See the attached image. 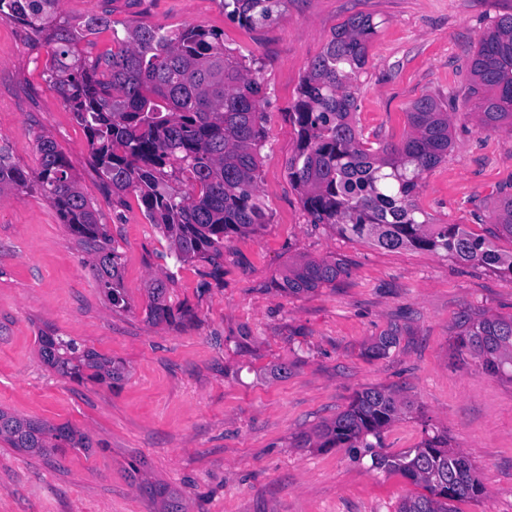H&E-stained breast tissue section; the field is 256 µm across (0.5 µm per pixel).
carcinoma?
Returning a JSON list of instances; mask_svg holds the SVG:
<instances>
[{
    "mask_svg": "<svg viewBox=\"0 0 512 512\" xmlns=\"http://www.w3.org/2000/svg\"><path fill=\"white\" fill-rule=\"evenodd\" d=\"M60 0H0V20L16 23L48 46L44 74L84 129L93 166L112 192L136 193L143 214L171 242L176 263L203 259L221 274L224 246L268 223L259 196L265 140L263 87L251 61L224 45V34L198 26L169 31L123 25L111 13L70 18ZM285 0H218L245 26L274 20ZM107 31L112 47L90 57L80 44ZM375 26L366 16L341 23L323 52L309 64L289 117L298 127L288 158L290 181L300 190L313 224H328L344 236L396 250L442 252L461 262L503 270L512 276V254L458 224L418 219L413 197L422 175L441 164L452 145L445 104L432 96L407 113L411 133L399 145L365 147L353 120V83L367 58ZM467 99H476L480 127L512 129V14L495 20L470 61ZM40 167L29 177L0 145V193L36 189L62 223L93 256L90 268L109 302L126 305L121 257L107 225L80 190L66 157L48 137L38 139ZM496 223L512 237V194L501 199ZM346 272L337 260H306L288 269L280 288L290 294L333 283ZM166 283L147 292L149 318L167 321ZM455 339L457 355L476 356L485 372L512 381V317L466 314ZM42 362L78 383H112L122 364L62 336L39 337ZM394 394L369 388L319 431L323 448L364 449L372 467L399 472L423 489L404 498L397 512H456L453 503L477 501L485 488L468 459L434 434L397 455L380 452L383 433L399 417ZM0 442L30 455L89 448L88 436L0 410Z\"/></svg>",
    "mask_w": 512,
    "mask_h": 512,
    "instance_id": "obj_1",
    "label": "carcinoma"
}]
</instances>
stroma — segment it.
I'll use <instances>...</instances> for the list:
<instances>
[{"mask_svg":"<svg viewBox=\"0 0 512 512\" xmlns=\"http://www.w3.org/2000/svg\"><path fill=\"white\" fill-rule=\"evenodd\" d=\"M62 13L111 10L118 22L223 33L253 61L264 89L259 194L270 222L235 236L220 278L202 261L176 264L135 194L115 196L91 164L83 128L47 85L46 47L0 20V145L36 174L50 137L121 255L127 304L112 306L91 257L34 189L0 196V408L89 436L91 450L47 458L0 447V512H396L418 488L369 456L324 448L317 432L355 393L382 388L406 402L386 453L447 436L486 496L458 512H512V381L477 358L458 364L464 313L512 317V277L415 248L387 250L311 223L287 160L288 112L310 62L348 17L375 34L354 89L370 148L401 143L414 101H447L452 147L414 197L436 224H462L512 253L494 212L512 194V132L479 127L462 92L469 64L512 0H287L272 22L245 27L217 0H62ZM343 260L333 284L279 287L289 265ZM173 274L176 323L152 322L147 288ZM67 336L124 364L114 385L77 383L47 368L41 333ZM394 334L387 355L372 356Z\"/></svg>","mask_w":512,"mask_h":512,"instance_id":"obj_1","label":"stroma"}]
</instances>
